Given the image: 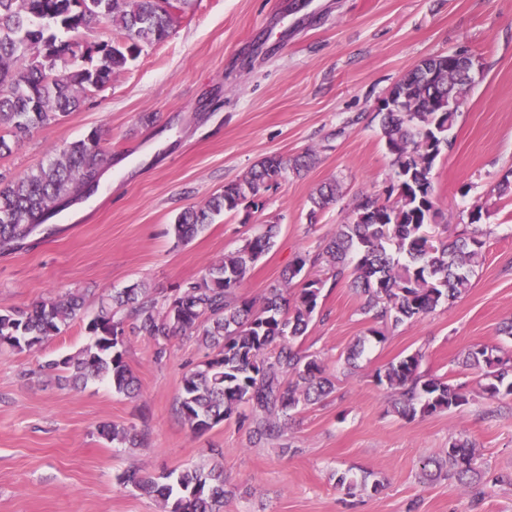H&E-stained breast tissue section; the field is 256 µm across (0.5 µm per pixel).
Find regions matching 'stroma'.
<instances>
[{"instance_id": "stroma-1", "label": "stroma", "mask_w": 512, "mask_h": 512, "mask_svg": "<svg viewBox=\"0 0 512 512\" xmlns=\"http://www.w3.org/2000/svg\"><path fill=\"white\" fill-rule=\"evenodd\" d=\"M469 50L475 83L433 171L437 206L452 233L481 205L487 232L468 291L415 322L369 334L362 298L325 278L302 346L336 376L334 392L293 414L279 444H253L233 420L193 433L176 412L183 373L204 358L173 340L155 363L144 337L128 336L126 360L140 382L130 398L92 380L73 388L43 370L90 336L103 297L135 282L164 299L178 283L278 224L275 245L239 293L261 300L295 257L321 249L348 223L359 194L383 193L394 176L376 112L390 88L423 60ZM155 113L153 124L140 120ZM98 131L107 165L97 191L53 219L56 233L0 251V308H30L58 295L85 296V316L40 350L0 352V512H160L154 498L120 484L137 468L161 475L222 466L224 512H512V400L483 393L470 350L512 351V199L497 194L512 171V0H192L169 37L147 47L64 120L35 127L0 174L13 177L53 150ZM314 151V166L286 175L259 210L224 213L188 242L174 216L242 179L267 155ZM341 186L309 222L310 197ZM364 349L346 366L351 346ZM422 352L421 370L464 384L468 404L405 419L375 375ZM104 423L136 426L130 446L100 436ZM477 450L486 481L480 504L454 482L422 478L450 438ZM354 477L347 496L337 479Z\"/></svg>"}]
</instances>
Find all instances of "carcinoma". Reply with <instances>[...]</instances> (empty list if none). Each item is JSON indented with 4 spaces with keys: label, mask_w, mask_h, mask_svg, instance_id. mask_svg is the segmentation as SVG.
Masks as SVG:
<instances>
[{
    "label": "carcinoma",
    "mask_w": 512,
    "mask_h": 512,
    "mask_svg": "<svg viewBox=\"0 0 512 512\" xmlns=\"http://www.w3.org/2000/svg\"><path fill=\"white\" fill-rule=\"evenodd\" d=\"M0 0V157L12 152L39 124L56 122L78 110L87 91L100 89L140 57L145 48L164 41L192 0ZM102 26L108 35L85 45L81 35ZM121 32L118 40L110 32ZM472 79L448 71V56L424 60L388 92L379 109L380 127L392 156L394 178L386 189L393 201L362 193L350 221L340 224L321 251L300 255L267 288L262 304L237 295L253 265L274 245L277 225L246 239L199 278L183 281L160 302L139 283L101 300L87 324L91 343L75 356L51 359L42 368L57 371L69 386L106 379L118 393L138 390V378L125 360L126 336L138 334L153 344L161 363L177 337L194 339L206 359L182 376L177 413L194 433L234 418L251 437L278 440L291 413L320 402L335 385L318 358L301 348L317 311L322 285L306 280V266L324 267L334 282L351 277L352 290L364 299L363 313L394 327L417 321L470 286L481 257L486 231L482 209L470 213L472 228L452 240L430 242L425 228L437 223L433 170L451 147L448 131L459 116L448 111V98L467 102ZM106 163L97 132L64 146L36 169L9 180L0 175V250L27 247L41 232L56 233L48 220L59 202L90 190ZM316 163L311 152L262 158L241 180L224 185L203 205L175 216L171 231L179 241L203 232L214 216L243 207H259L263 194L290 172ZM338 185H322L311 197L310 220L336 199ZM392 242L396 251H388ZM84 306L76 293L49 298L32 309H0V349L31 352L78 318ZM125 316H118L119 312ZM417 351L388 364L377 383L394 396V410L413 418L451 411L468 403L467 392L421 371ZM463 365L481 371L484 391L492 397L512 395V355L486 347L466 355ZM104 438L124 443L137 437L134 426L103 424ZM447 477L476 499L472 442L462 437L445 449ZM158 499L163 512H223L224 471L201 466L180 470L169 483L133 470L118 477Z\"/></svg>",
    "instance_id": "carcinoma-1"
}]
</instances>
